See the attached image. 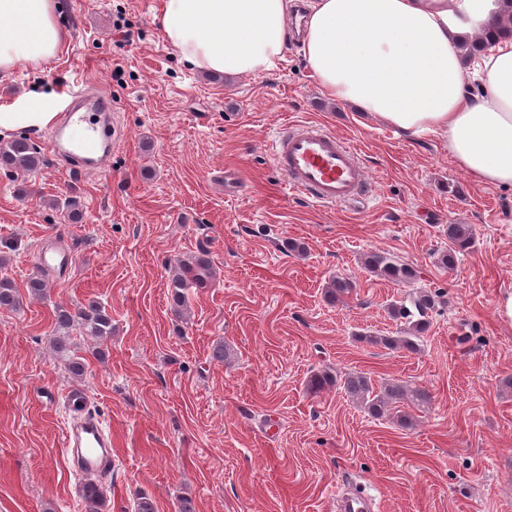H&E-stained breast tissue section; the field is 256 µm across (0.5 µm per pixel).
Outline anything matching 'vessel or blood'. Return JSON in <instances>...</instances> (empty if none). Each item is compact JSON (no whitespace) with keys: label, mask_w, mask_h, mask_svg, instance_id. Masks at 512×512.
Returning <instances> with one entry per match:
<instances>
[{"label":"vessel or blood","mask_w":512,"mask_h":512,"mask_svg":"<svg viewBox=\"0 0 512 512\" xmlns=\"http://www.w3.org/2000/svg\"><path fill=\"white\" fill-rule=\"evenodd\" d=\"M83 93L72 94V104L64 110L62 123L49 141L53 151L66 148L79 151L84 169L102 168L109 157L103 132L74 108ZM275 167L283 175L290 192L322 205L348 203L365 194L367 177L357 150L342 142L316 123L284 126L271 144ZM75 255L70 248L50 246L44 249L45 266L69 268ZM65 447L77 474L90 476L112 464V434L94 409L72 411L65 429Z\"/></svg>","instance_id":"b4317fda"}]
</instances>
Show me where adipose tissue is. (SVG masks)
Returning <instances> with one entry per match:
<instances>
[{
  "label": "adipose tissue",
  "instance_id": "adipose-tissue-1",
  "mask_svg": "<svg viewBox=\"0 0 512 512\" xmlns=\"http://www.w3.org/2000/svg\"><path fill=\"white\" fill-rule=\"evenodd\" d=\"M289 0H163L166 42L193 70L269 71L288 44ZM57 0H0V73L61 51ZM504 0H313L306 66L331 97L408 137L436 134L475 180L512 187V35ZM490 36L481 93H470L460 46Z\"/></svg>",
  "mask_w": 512,
  "mask_h": 512
}]
</instances>
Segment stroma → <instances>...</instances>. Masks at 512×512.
I'll return each instance as SVG.
<instances>
[{
	"label": "stroma",
	"instance_id": "35a3bbf8",
	"mask_svg": "<svg viewBox=\"0 0 512 512\" xmlns=\"http://www.w3.org/2000/svg\"><path fill=\"white\" fill-rule=\"evenodd\" d=\"M160 2L58 0L63 52L0 76V113L44 111L85 84L110 99L118 129L96 171L54 153L50 127L0 129L45 158L29 175L0 168V276L22 290L46 245L75 253L68 273L49 271L48 300L0 310V512H82L64 452L72 382L50 340L53 303L90 299L112 314L107 356L81 379L112 432L101 477L112 512H132L140 491L156 512L181 496L197 512H336L345 474L375 512H512V325L496 315L512 291V189L459 170L445 140L406 138L330 97L301 47L256 75L190 70L159 32ZM290 122L353 144L369 194L318 206L290 193L269 151ZM228 169L242 192H225ZM69 197L74 221L48 204ZM451 224L474 238L448 269L438 257ZM201 248L217 277L190 291L184 323L165 266ZM369 253L440 293L418 351L377 344L399 331L387 308L406 290L370 272ZM338 273L357 293L332 303ZM219 339L232 365L211 360ZM320 370L411 383L432 403H401L415 420L405 429L339 387L310 394Z\"/></svg>",
	"mask_w": 512,
	"mask_h": 512
}]
</instances>
